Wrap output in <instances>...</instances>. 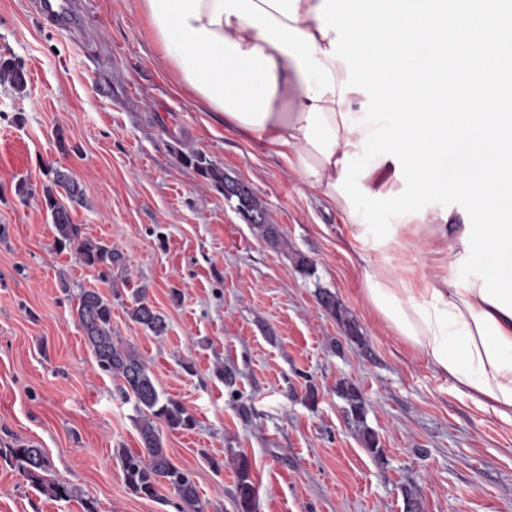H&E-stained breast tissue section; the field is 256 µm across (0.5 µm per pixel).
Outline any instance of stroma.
<instances>
[{
  "label": "stroma",
  "mask_w": 512,
  "mask_h": 512,
  "mask_svg": "<svg viewBox=\"0 0 512 512\" xmlns=\"http://www.w3.org/2000/svg\"><path fill=\"white\" fill-rule=\"evenodd\" d=\"M79 6L87 30L73 35L43 23L31 0H0V56L28 78L21 94L0 87V448L36 442L78 490L49 499L1 456L0 512H176L169 486L149 498L125 483L116 451H139L138 413L79 327L83 288L111 299L116 336L193 416V427L162 434L205 512H239V454L254 512H405L410 490L420 512H512V422L457 393L371 316L340 214L174 88L135 0ZM190 151L252 184L287 249L181 163ZM49 164L84 191L74 223L123 253L111 280L55 251L41 195H16L21 181L41 188ZM300 256L311 273L297 269ZM142 286L165 335L129 317ZM321 288L363 344L322 310ZM222 365L238 370L234 386L216 376ZM343 380L360 388L382 458L363 446L336 392ZM238 477V506L240 512H252L255 488L250 477V464L248 459L240 455L234 459Z\"/></svg>",
  "instance_id": "stroma-1"
}]
</instances>
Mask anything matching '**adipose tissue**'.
<instances>
[{"label":"adipose tissue","instance_id":"adipose-tissue-1","mask_svg":"<svg viewBox=\"0 0 512 512\" xmlns=\"http://www.w3.org/2000/svg\"><path fill=\"white\" fill-rule=\"evenodd\" d=\"M322 0H139L175 86L226 129L259 143L332 209L359 270L360 291L397 340L480 408L512 412V317L483 300L481 279L454 286L465 254L452 210L405 217L392 241H360L364 227L334 185L345 155L372 132L364 94H341L342 61L328 57ZM359 120L348 130L343 114Z\"/></svg>","mask_w":512,"mask_h":512}]
</instances>
